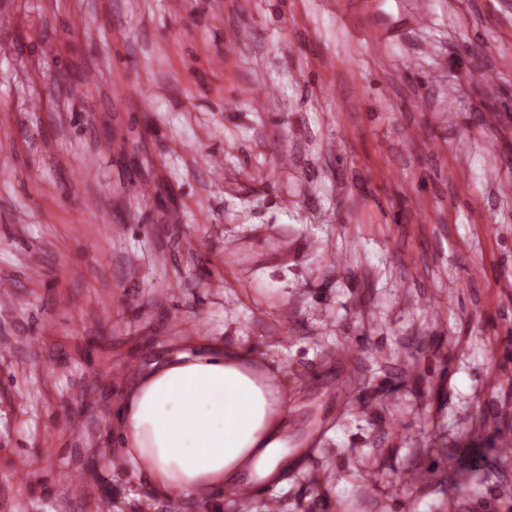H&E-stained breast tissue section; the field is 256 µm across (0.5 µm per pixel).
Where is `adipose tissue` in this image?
<instances>
[{
	"label": "adipose tissue",
	"instance_id": "1",
	"mask_svg": "<svg viewBox=\"0 0 512 512\" xmlns=\"http://www.w3.org/2000/svg\"><path fill=\"white\" fill-rule=\"evenodd\" d=\"M250 361L227 345L180 350L126 390L121 447L157 490L205 498L273 484L288 469V401Z\"/></svg>",
	"mask_w": 512,
	"mask_h": 512
}]
</instances>
